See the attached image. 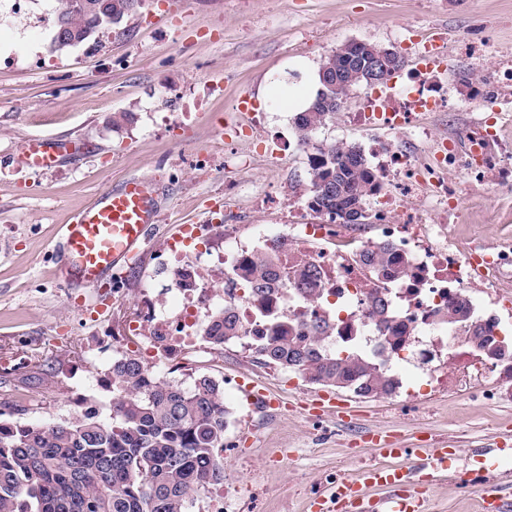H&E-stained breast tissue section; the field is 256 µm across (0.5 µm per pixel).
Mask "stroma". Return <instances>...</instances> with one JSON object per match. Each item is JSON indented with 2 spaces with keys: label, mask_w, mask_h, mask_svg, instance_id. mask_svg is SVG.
<instances>
[{
  "label": "stroma",
  "mask_w": 512,
  "mask_h": 512,
  "mask_svg": "<svg viewBox=\"0 0 512 512\" xmlns=\"http://www.w3.org/2000/svg\"><path fill=\"white\" fill-rule=\"evenodd\" d=\"M0 0V403L27 405L29 421L77 417L78 400L109 414L111 358L102 340L121 335L140 293L165 288L170 272L160 252L172 224H283L288 199L307 184L309 157L288 153L292 114L265 87L289 90L310 82L313 68L350 40L414 54L404 38L415 28L428 38L448 35L455 94L464 105L431 113L438 136L455 138L484 120L512 144V111L470 102L462 73L494 66L512 50V0H144L120 24L100 28L65 53L52 49L55 0H27L25 14ZM493 39L480 59L459 50L475 24ZM250 102L237 108L239 98ZM117 112L128 121L113 125ZM245 129L227 142L218 125ZM34 139L65 141L54 168L17 170ZM129 176L155 185L158 227L144 255L123 278L98 291L108 307L85 316L74 292L54 276L56 233L71 214ZM462 209V244L484 241L512 252V188L474 186ZM217 380L256 382L272 407L251 404L245 390L225 397L231 412L224 437V492L236 512H307L309 501L381 462L368 440L380 431L407 448L448 451L459 472L495 458L512 484V397L489 403L466 390L435 394L417 386L411 370L388 397L331 389L334 409L309 412L320 393L299 375L260 364L230 344L188 353L186 371ZM429 512H476L477 495L447 479L426 483Z\"/></svg>",
  "instance_id": "35a3bbf8"
}]
</instances>
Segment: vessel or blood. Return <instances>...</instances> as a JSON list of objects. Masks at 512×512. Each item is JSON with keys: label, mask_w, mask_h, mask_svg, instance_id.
<instances>
[{"label": "vessel or blood", "mask_w": 512, "mask_h": 512, "mask_svg": "<svg viewBox=\"0 0 512 512\" xmlns=\"http://www.w3.org/2000/svg\"><path fill=\"white\" fill-rule=\"evenodd\" d=\"M60 152L58 141L35 140L24 146L19 162L24 167L48 169L56 166ZM158 213L157 198L148 179L131 177L119 188L103 191L61 226L56 278L69 288H93L118 274L145 251ZM379 447L386 464L369 467L359 478L337 483L328 495L312 501L311 512H337L339 507L356 504L361 505V512H426L427 501L416 488V478L424 471L447 470V449L415 451L386 440L380 441ZM411 456L418 459L416 468L390 465L391 460ZM368 487L381 489V497L365 501L364 490ZM477 492L479 512H512V499L505 487L481 486Z\"/></svg>", "instance_id": "obj_1"}]
</instances>
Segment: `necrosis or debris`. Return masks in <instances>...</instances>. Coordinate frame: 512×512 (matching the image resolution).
Wrapping results in <instances>:
<instances>
[{"label":"necrosis or debris","instance_id":"1","mask_svg":"<svg viewBox=\"0 0 512 512\" xmlns=\"http://www.w3.org/2000/svg\"><path fill=\"white\" fill-rule=\"evenodd\" d=\"M412 50L418 70L367 93L360 109L340 116L344 125L362 132L407 131L426 144L424 151L413 152L373 141L377 189L371 222H306L292 206L287 223L253 225L247 238L239 225L228 224L220 238L193 233L192 250L181 241L167 243L168 295L145 296L129 328L147 346L151 368L167 367L184 352L202 348L214 312L229 307L242 327L239 343L245 350H255L275 330L309 336L314 326L326 323L332 330L322 339L323 350L360 348L393 370L403 356L384 349L370 307L371 299L381 296L406 344L431 347L437 356L418 383L498 398L480 353L465 343L460 327L449 326L446 313L449 297L477 287L481 294L473 307L479 319L495 326L512 321V295L500 288L512 271V255L477 242L463 249L451 235L452 225L463 219L461 200L468 190L512 183V148L500 146L485 129L463 132L459 146L432 135L426 116L455 101L447 86L432 78L442 65L434 49L420 42ZM382 246L397 263L378 273L369 257ZM268 255L277 258V276L271 291L257 296L249 288V271ZM310 267L318 273L317 286L305 294L297 283Z\"/></svg>","mask_w":512,"mask_h":512}]
</instances>
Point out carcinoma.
Instances as JSON below:
<instances>
[{
  "instance_id": "obj_1",
  "label": "carcinoma",
  "mask_w": 512,
  "mask_h": 512,
  "mask_svg": "<svg viewBox=\"0 0 512 512\" xmlns=\"http://www.w3.org/2000/svg\"><path fill=\"white\" fill-rule=\"evenodd\" d=\"M89 0H57V18L78 32L99 29L86 9ZM324 74L311 106L295 117L297 137L306 142L335 113L326 104L333 75L353 88L368 84L365 74L347 66L340 51L318 68ZM308 208L335 220L354 205L357 218L374 191L363 152L346 142L325 144L311 158ZM274 257L251 269V290L261 292L276 278ZM206 342L234 341L240 328L225 309L214 313ZM448 324L468 329L465 340L482 348L486 327L468 300L458 297L448 309ZM281 332L257 349L266 365L292 369L310 382L345 388L359 396H390L399 381L385 363L357 350L325 353L317 337ZM112 422L98 413L44 422L0 420V512H193L213 487L224 484L228 411L224 389L207 372L184 387L157 378L145 363L125 357L112 363Z\"/></svg>"
}]
</instances>
